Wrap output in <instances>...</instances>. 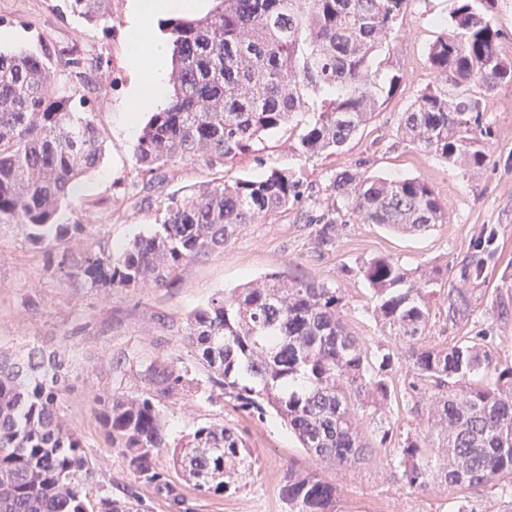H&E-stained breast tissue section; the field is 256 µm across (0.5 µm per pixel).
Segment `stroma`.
I'll return each instance as SVG.
<instances>
[{
    "mask_svg": "<svg viewBox=\"0 0 512 512\" xmlns=\"http://www.w3.org/2000/svg\"><path fill=\"white\" fill-rule=\"evenodd\" d=\"M59 2L0 0V24L22 30L26 47L35 49L44 42L55 50L59 93L71 94L79 88L67 59L108 60L112 78L102 81L95 93L103 162L81 180L56 216L60 224L86 225L82 238L44 249L30 244L17 225L0 224V347H68L71 389L63 414L86 444L94 471L89 492L134 482L118 450L106 441L95 411L96 399L125 393L153 396L171 448L180 447L193 427L231 425L253 450L257 463L234 492L202 496L192 485L183 484L195 512H287L280 487L288 470L316 467L336 482L337 512H448L445 486L410 491L398 469L377 459L348 468L317 464L274 411L258 416L239 410L211 387L206 370L182 336L189 314L215 293L276 271L339 289L348 303L345 320L350 331L378 346L386 338L371 313L362 266L387 257L410 270L437 267L444 271L437 288L445 291L459 282L462 268L475 253V238L488 227L497 234L496 255L473 285L469 319L454 325L441 317L433 319L427 339L445 346L473 328H486L496 338L502 361L512 363V320L498 322L488 313L501 284L512 286V87L502 88L486 103L483 118L492 139L490 160L483 166L451 168L418 152L399 130L402 112L433 81L427 49L441 35L439 22L449 17L457 0H413L391 58L405 79L370 123L336 154L309 157L293 151L299 126L310 119L303 112L294 125L255 142L250 152L225 166L183 160L160 168L150 183L135 170L138 137L126 133L121 112L131 79L125 42L128 0H110L105 17L95 26L61 16ZM358 162L371 175L427 181L448 211L447 223L422 235L350 223L333 246L321 248L315 242L316 225L293 208L268 222L247 225L223 250L178 270L168 288L95 289L63 272L87 252L115 256L134 237L151 233L159 207L174 191L219 177L257 178L276 167L301 174L312 197L321 200L329 194L333 174ZM151 365L180 374L173 392L155 394L143 376Z\"/></svg>",
    "mask_w": 512,
    "mask_h": 512,
    "instance_id": "35a3bbf8",
    "label": "stroma"
}]
</instances>
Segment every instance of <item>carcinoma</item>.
<instances>
[{"mask_svg": "<svg viewBox=\"0 0 512 512\" xmlns=\"http://www.w3.org/2000/svg\"><path fill=\"white\" fill-rule=\"evenodd\" d=\"M109 0H63L61 14L98 22ZM411 0H213L203 16L169 22L170 100L152 113L134 148L141 178L183 159L224 165L262 136L312 113L294 150L307 156L342 149L394 96L404 81L396 68L381 74ZM484 0H460L428 48L431 86L401 113L400 132L418 151L454 166L487 162L490 133L483 104L512 86V60ZM83 88L56 93L48 46L0 52V224H16L36 247L83 235V224H58L60 204L102 162L103 137L92 90L105 61L68 59ZM356 164L336 172L330 194L316 206V240L331 247L355 218L398 232L423 234L448 212L418 177L388 180ZM307 187L292 171L272 168L260 178L220 180L166 198L157 230L122 253H89L72 275L91 288L167 287L172 274L221 250L248 224H259L303 202ZM495 236L475 239L479 257L465 278L478 277L495 255ZM372 313L383 335L405 349L390 353L349 331L346 302L322 282L273 272L216 293L189 316L185 338L206 366L212 386L237 407L271 408L316 460L354 466L386 448L397 431L390 405L395 367L400 394L423 428L410 430L384 458L401 469L411 490L441 484L459 495L448 512H469L463 490L494 484L512 498V364H501L495 337L481 328L450 346L427 342L437 271H411L387 257L362 268ZM445 320L470 316L471 289H448ZM512 319V293L490 306ZM65 352L31 346L0 350V512H146L139 492H87L92 468L78 430L61 416ZM166 395L174 372L146 369ZM98 418L135 482L193 512L187 497L156 459L169 441L160 411L143 396L98 400ZM174 469L202 495L239 488L257 462L231 426H199L172 454ZM288 512H335L336 482L288 468L281 486Z\"/></svg>", "mask_w": 512, "mask_h": 512, "instance_id": "obj_1", "label": "carcinoma"}]
</instances>
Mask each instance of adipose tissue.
Masks as SVG:
<instances>
[{
	"label": "adipose tissue",
	"mask_w": 512,
	"mask_h": 512,
	"mask_svg": "<svg viewBox=\"0 0 512 512\" xmlns=\"http://www.w3.org/2000/svg\"><path fill=\"white\" fill-rule=\"evenodd\" d=\"M206 6L207 0H129L127 55L135 79L129 86L124 109L127 131H135L141 113L155 109L168 99L169 45L164 38L154 34L156 22L172 11L193 14Z\"/></svg>",
	"instance_id": "adipose-tissue-1"
}]
</instances>
